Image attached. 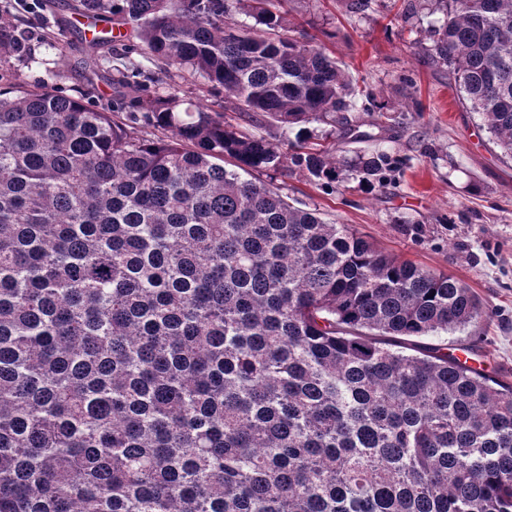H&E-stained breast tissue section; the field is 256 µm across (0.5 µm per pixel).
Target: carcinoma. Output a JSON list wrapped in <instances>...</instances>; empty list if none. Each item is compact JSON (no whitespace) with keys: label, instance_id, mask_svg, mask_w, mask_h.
I'll list each match as a JSON object with an SVG mask.
<instances>
[{"label":"carcinoma","instance_id":"cac0c4a2","mask_svg":"<svg viewBox=\"0 0 512 512\" xmlns=\"http://www.w3.org/2000/svg\"><path fill=\"white\" fill-rule=\"evenodd\" d=\"M284 2L76 0L224 89L142 102L164 139L0 88V512H512V383L434 343L484 319L471 288L238 176L336 185L306 125L370 98ZM442 3L433 54L512 157V0Z\"/></svg>","mask_w":512,"mask_h":512}]
</instances>
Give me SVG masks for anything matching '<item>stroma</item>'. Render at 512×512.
<instances>
[{
    "label": "stroma",
    "instance_id": "obj_1",
    "mask_svg": "<svg viewBox=\"0 0 512 512\" xmlns=\"http://www.w3.org/2000/svg\"><path fill=\"white\" fill-rule=\"evenodd\" d=\"M74 0H0L25 47L0 68V84H48L89 107L112 111L134 94L119 73L139 70L151 95L178 91L181 99L218 106L223 93L204 78L163 71L136 51L132 26L124 41L90 53ZM348 0H287L295 34L312 38L340 63L354 86L371 91L375 106L350 117L372 133L365 142L309 124L315 141L332 147L343 180L330 189L295 171L272 187L329 221L352 225L377 248L466 282L488 317L448 334L451 353L468 351L493 377L512 382V158L482 128L456 88L455 76L431 48L441 18L438 0H372L362 13ZM377 150L399 162L384 187L363 181L359 159Z\"/></svg>",
    "mask_w": 512,
    "mask_h": 512
}]
</instances>
